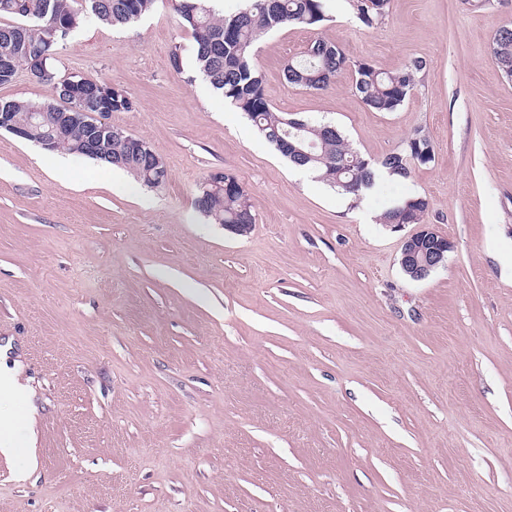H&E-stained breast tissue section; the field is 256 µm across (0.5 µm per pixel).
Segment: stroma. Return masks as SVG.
<instances>
[{"label":"stroma","instance_id":"1","mask_svg":"<svg viewBox=\"0 0 512 512\" xmlns=\"http://www.w3.org/2000/svg\"><path fill=\"white\" fill-rule=\"evenodd\" d=\"M328 15L259 42L269 103L372 160L418 130L435 152L359 206L194 78L172 0L56 47L58 74L136 101L108 121L161 156L162 188L84 156L55 173L0 130V358L26 417L0 452V512H512V80L492 54L512 0H389L371 28L350 0ZM318 38L351 63L427 67L374 112L351 68L324 91L287 83ZM219 171L249 195L248 234L194 205ZM408 194L453 244L421 281L399 264L417 225L378 221Z\"/></svg>","mask_w":512,"mask_h":512}]
</instances>
